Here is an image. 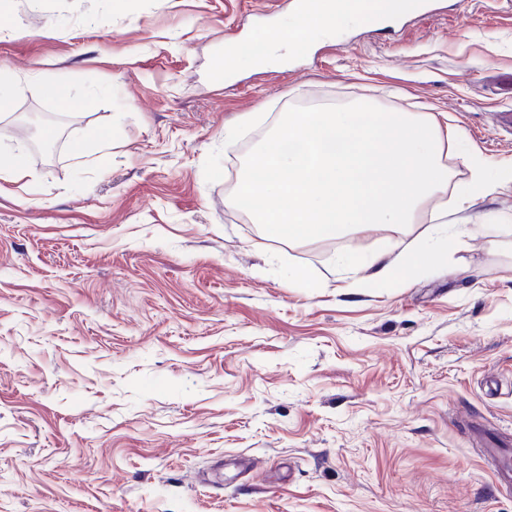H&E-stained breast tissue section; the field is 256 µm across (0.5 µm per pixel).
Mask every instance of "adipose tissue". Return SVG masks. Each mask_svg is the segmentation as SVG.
<instances>
[{
	"instance_id": "1",
	"label": "adipose tissue",
	"mask_w": 512,
	"mask_h": 512,
	"mask_svg": "<svg viewBox=\"0 0 512 512\" xmlns=\"http://www.w3.org/2000/svg\"><path fill=\"white\" fill-rule=\"evenodd\" d=\"M361 3L362 0H314L311 8L302 16L303 28L289 30L284 36L270 35L267 42L269 57H279L285 41L293 42L311 34L330 33L336 16L342 15L356 22L363 20ZM456 245L454 237L440 235L430 241H414L395 256L385 250L366 256L347 255L342 257L341 262L352 271L366 267L370 271L371 282L382 287L405 281L415 270L447 254Z\"/></svg>"
}]
</instances>
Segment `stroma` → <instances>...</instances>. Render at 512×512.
<instances>
[{"instance_id": "obj_1", "label": "stroma", "mask_w": 512, "mask_h": 512, "mask_svg": "<svg viewBox=\"0 0 512 512\" xmlns=\"http://www.w3.org/2000/svg\"><path fill=\"white\" fill-rule=\"evenodd\" d=\"M262 3L0 15V67L38 73L0 116L29 168L0 185V512H512L469 432L512 438V182L449 207L455 250L389 288L340 256L407 245L435 212L288 243L226 202L294 105L454 128L452 196L466 154L512 166V8L340 18L266 64L253 47L298 19ZM60 83L95 102L63 106Z\"/></svg>"}]
</instances>
